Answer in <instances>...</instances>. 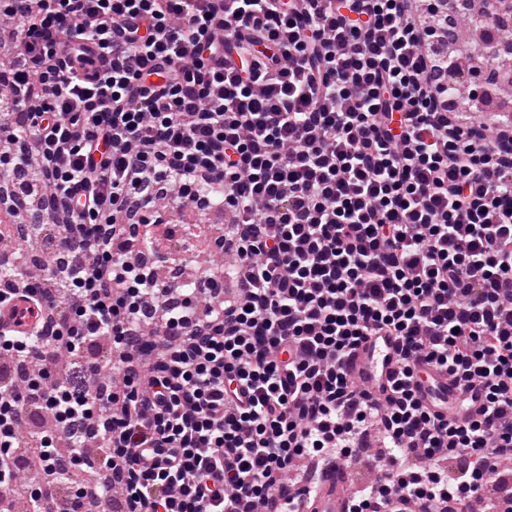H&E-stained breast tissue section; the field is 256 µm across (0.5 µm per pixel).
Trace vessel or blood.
Here are the masks:
<instances>
[{"mask_svg": "<svg viewBox=\"0 0 512 512\" xmlns=\"http://www.w3.org/2000/svg\"><path fill=\"white\" fill-rule=\"evenodd\" d=\"M45 306L37 304L28 293H17L0 305V331L25 335L35 334L46 322ZM397 342L387 336H372L350 357L348 372L364 383L373 396L380 397L389 380L398 372ZM459 393L447 373L435 372L433 391L423 393L425 405L446 407L458 398ZM351 469L345 460H338L316 476L314 484L302 494L304 512H346L350 494Z\"/></svg>", "mask_w": 512, "mask_h": 512, "instance_id": "1", "label": "vessel or blood"}]
</instances>
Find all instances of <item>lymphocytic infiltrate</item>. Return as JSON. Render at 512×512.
I'll return each instance as SVG.
<instances>
[{"label": "lymphocytic infiltrate", "instance_id": "lymphocytic-infiltrate-1", "mask_svg": "<svg viewBox=\"0 0 512 512\" xmlns=\"http://www.w3.org/2000/svg\"><path fill=\"white\" fill-rule=\"evenodd\" d=\"M459 0H0L15 63L0 70L12 125L0 189L30 211L35 157L67 276L63 293L13 269L69 315L40 336L0 334L20 379L0 378V489L48 512L49 489L103 453L89 512L119 489L128 512H298L295 463L378 443L348 512H454L512 460V120L460 123L447 17ZM78 31L80 72L52 41ZM220 206L235 258L193 288H162L157 200ZM398 342L385 400L346 360ZM109 339V382L51 378L66 350ZM446 371L486 404L464 423L419 390ZM37 429V464L18 446Z\"/></svg>", "mask_w": 512, "mask_h": 512}]
</instances>
